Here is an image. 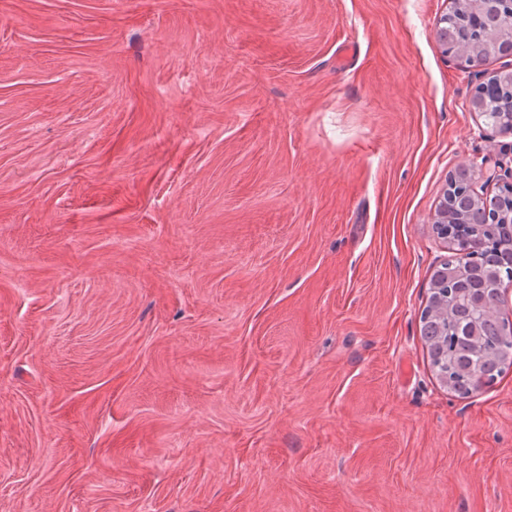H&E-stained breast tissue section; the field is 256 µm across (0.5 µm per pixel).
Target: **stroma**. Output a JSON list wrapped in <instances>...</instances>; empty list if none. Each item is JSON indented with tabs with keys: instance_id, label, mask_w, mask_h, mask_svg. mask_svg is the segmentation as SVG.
Listing matches in <instances>:
<instances>
[{
	"instance_id": "35a3bbf8",
	"label": "stroma",
	"mask_w": 512,
	"mask_h": 512,
	"mask_svg": "<svg viewBox=\"0 0 512 512\" xmlns=\"http://www.w3.org/2000/svg\"><path fill=\"white\" fill-rule=\"evenodd\" d=\"M451 0H0V512H512V368L422 313L512 158Z\"/></svg>"
}]
</instances>
